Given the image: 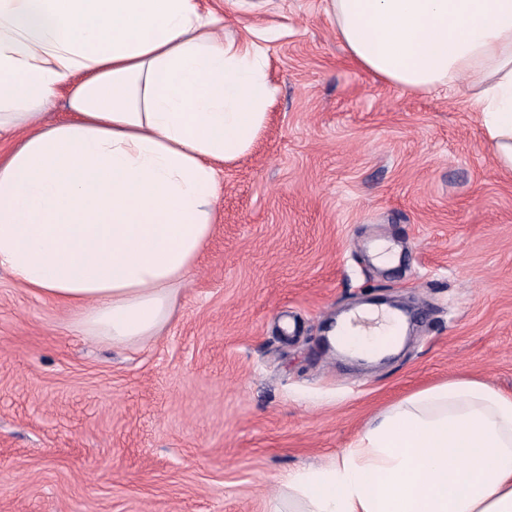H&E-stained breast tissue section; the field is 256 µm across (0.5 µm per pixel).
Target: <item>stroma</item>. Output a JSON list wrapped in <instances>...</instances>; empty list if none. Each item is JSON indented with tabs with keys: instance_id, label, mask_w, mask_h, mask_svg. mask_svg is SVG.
I'll list each match as a JSON object with an SVG mask.
<instances>
[{
	"instance_id": "stroma-1",
	"label": "stroma",
	"mask_w": 512,
	"mask_h": 512,
	"mask_svg": "<svg viewBox=\"0 0 512 512\" xmlns=\"http://www.w3.org/2000/svg\"><path fill=\"white\" fill-rule=\"evenodd\" d=\"M266 30L276 97L225 162L215 230L160 336L113 347L0 271V512H269L379 412L458 377L512 393V174L457 87L356 66L324 0H201ZM398 250L376 265L373 244ZM411 309L359 364L325 322Z\"/></svg>"
}]
</instances>
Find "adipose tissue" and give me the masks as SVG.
<instances>
[{
    "instance_id": "obj_1",
    "label": "adipose tissue",
    "mask_w": 512,
    "mask_h": 512,
    "mask_svg": "<svg viewBox=\"0 0 512 512\" xmlns=\"http://www.w3.org/2000/svg\"><path fill=\"white\" fill-rule=\"evenodd\" d=\"M350 58L394 87L464 83L512 173V0H326ZM266 40L224 38L199 0H0V270L80 310L115 346L169 323L214 231L225 162L275 90ZM68 114L44 121L58 91ZM407 330L359 307L329 334L370 361ZM271 512H512V394L470 378L379 413L329 464L289 472Z\"/></svg>"
}]
</instances>
